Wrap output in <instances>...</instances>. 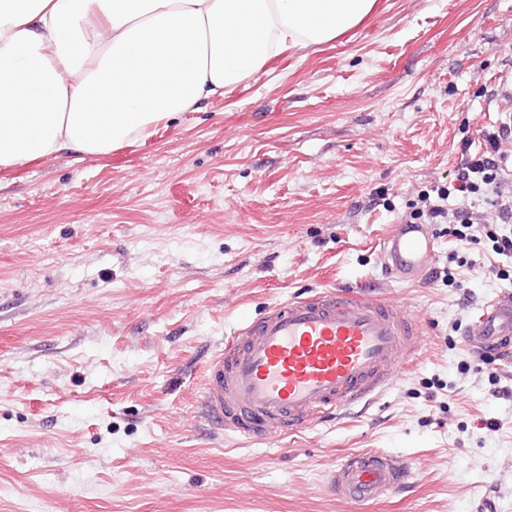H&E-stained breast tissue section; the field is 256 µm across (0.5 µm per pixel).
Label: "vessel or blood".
Instances as JSON below:
<instances>
[{
	"label": "vessel or blood",
	"instance_id": "vessel-or-blood-1",
	"mask_svg": "<svg viewBox=\"0 0 512 512\" xmlns=\"http://www.w3.org/2000/svg\"><path fill=\"white\" fill-rule=\"evenodd\" d=\"M435 238L423 224H400L380 245L386 273L424 276ZM419 327L392 304L351 292L326 291L273 306L247 321L212 359L202 405L212 423L249 441L297 429L311 419L340 416L353 403L386 389ZM468 346L512 354V296L484 302L465 333ZM412 476L400 457L378 452L347 456L330 485L337 495L367 503L403 489Z\"/></svg>",
	"mask_w": 512,
	"mask_h": 512
}]
</instances>
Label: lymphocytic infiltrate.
<instances>
[{
  "label": "lymphocytic infiltrate",
  "instance_id": "f902f5d3",
  "mask_svg": "<svg viewBox=\"0 0 512 512\" xmlns=\"http://www.w3.org/2000/svg\"><path fill=\"white\" fill-rule=\"evenodd\" d=\"M484 148L460 165L448 183L421 193L410 217L431 224L450 225L451 235L472 244L488 239L494 254L512 258V234L498 232L501 224H512V122H501L494 130L483 132ZM456 198L454 210H447L445 200ZM489 204L491 222L474 217L477 202Z\"/></svg>",
  "mask_w": 512,
  "mask_h": 512
}]
</instances>
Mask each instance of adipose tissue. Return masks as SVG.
<instances>
[{
	"label": "adipose tissue",
	"instance_id": "ef3b65f1",
	"mask_svg": "<svg viewBox=\"0 0 512 512\" xmlns=\"http://www.w3.org/2000/svg\"><path fill=\"white\" fill-rule=\"evenodd\" d=\"M376 0H0V167L147 139Z\"/></svg>",
	"mask_w": 512,
	"mask_h": 512
}]
</instances>
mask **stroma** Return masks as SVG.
<instances>
[{
  "mask_svg": "<svg viewBox=\"0 0 512 512\" xmlns=\"http://www.w3.org/2000/svg\"><path fill=\"white\" fill-rule=\"evenodd\" d=\"M510 74L512 0H377L147 141L0 167V512H512V358L462 340L512 279L444 224L433 265L464 259L458 287L389 278L379 253L512 116ZM336 287L418 324L393 385L258 441L216 429L200 391L226 338ZM362 451L409 486L336 496Z\"/></svg>",
  "mask_w": 512,
  "mask_h": 512,
  "instance_id": "35a3bbf8",
  "label": "stroma"
}]
</instances>
